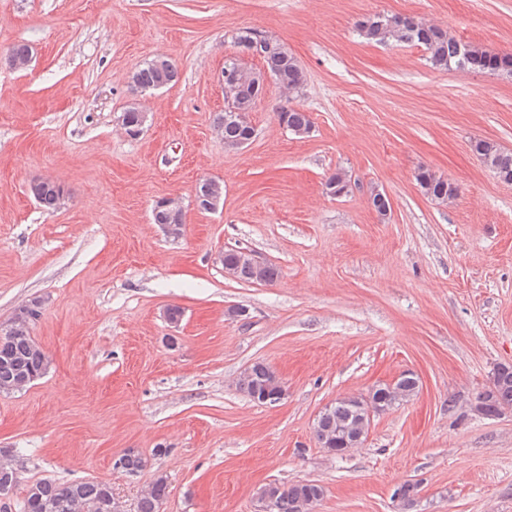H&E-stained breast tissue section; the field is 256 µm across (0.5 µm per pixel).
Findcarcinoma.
Masks as SVG:
<instances>
[{
    "instance_id": "1",
    "label": "carcinoma",
    "mask_w": 512,
    "mask_h": 512,
    "mask_svg": "<svg viewBox=\"0 0 512 512\" xmlns=\"http://www.w3.org/2000/svg\"><path fill=\"white\" fill-rule=\"evenodd\" d=\"M357 33L368 43L420 46L426 53L427 62L434 69L512 74L511 53H493L481 45L462 42L448 33L447 29L428 24L413 15L372 14L358 22ZM259 36L260 32L255 29L242 28L232 35V41L239 50H246L259 57L263 63L262 68L249 67L238 56L224 59V70L234 76L233 80L225 83L224 97L231 98L245 112L253 111L261 98V77L264 74L270 75L274 84L290 96L299 93L305 83L303 69L285 44L270 37L261 45L258 42ZM157 81L158 69L153 60L138 68L131 77L135 88L142 92L156 88ZM277 117L297 136L313 125L310 113L291 105L281 106ZM214 127L220 129L224 146L230 150L240 149V145L251 140L255 132L254 127L225 111L215 115ZM472 151L501 181L512 183V153L486 140L474 141ZM415 180L425 196L439 203L451 201L459 193L457 185L428 168L418 169ZM325 188L328 194L336 197L352 192L350 180L341 170L327 178ZM60 190L61 186L54 181L44 183L40 188L41 204L49 210L56 209L55 201ZM370 205L382 220L391 210L388 196L378 189L371 190ZM242 257L241 248L224 251V265L239 268L238 280L246 283H273L280 277V268L272 263L267 264L259 277H254L251 269L242 263ZM10 353V362L0 363V387L11 384L17 368L37 370L45 363L44 355L35 347V340L29 335L14 340ZM415 381L417 378L411 375L400 378L393 386L379 383L372 387V398L383 411H389L416 394ZM237 386L252 401L257 396L273 393L278 386V377L269 366L256 362L241 373ZM486 394V416H491L501 407H512L511 366L503 365L493 372ZM352 413L349 401L336 399L315 427L318 444H323V435L327 433L332 437V447L343 452L348 447ZM119 461L129 472L138 473L146 466V458L134 449L121 454ZM30 486L38 491L36 501L49 505L51 512H111V493L105 483L97 480L57 483L38 479L32 481ZM323 493V487L311 481L282 484L276 489L273 512H313ZM167 495L168 479L159 474L138 495L134 512H161Z\"/></svg>"
}]
</instances>
